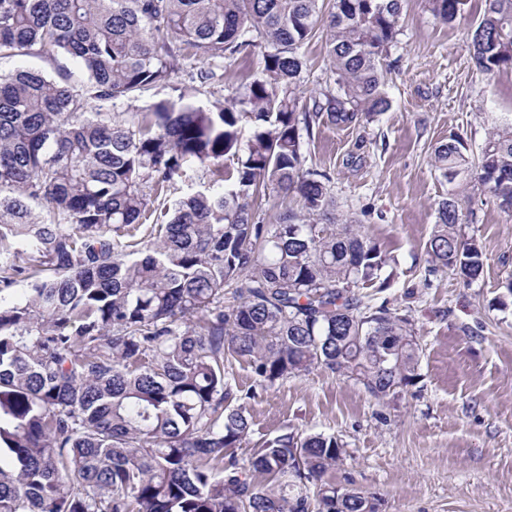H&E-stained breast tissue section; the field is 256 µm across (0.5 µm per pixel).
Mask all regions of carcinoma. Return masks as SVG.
Segmentation results:
<instances>
[{
  "mask_svg": "<svg viewBox=\"0 0 512 512\" xmlns=\"http://www.w3.org/2000/svg\"><path fill=\"white\" fill-rule=\"evenodd\" d=\"M403 2L0 0V60L63 55L87 78L80 92L65 71L0 75V512H378L323 480L344 460L334 435L287 429L238 459L252 420L231 406L225 361L269 385L324 367L379 400L417 377L410 319L358 294L392 258L336 223L330 176L304 168L321 117L354 126L389 108ZM459 2L427 0L446 23ZM320 29L324 113L299 96L300 49ZM472 46L480 73L512 67V0H484ZM256 48L261 75L223 105L181 92L112 111L182 60L208 62L204 84ZM433 160L448 197L426 253L468 284L485 258L458 188L512 211V123L476 157L453 133ZM194 166L211 183L167 207ZM266 191L297 208L264 223ZM159 210L169 220L150 222Z\"/></svg>",
  "mask_w": 512,
  "mask_h": 512,
  "instance_id": "1",
  "label": "carcinoma"
}]
</instances>
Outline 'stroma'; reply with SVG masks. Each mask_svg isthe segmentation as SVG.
Wrapping results in <instances>:
<instances>
[{
	"instance_id": "1",
	"label": "stroma",
	"mask_w": 512,
	"mask_h": 512,
	"mask_svg": "<svg viewBox=\"0 0 512 512\" xmlns=\"http://www.w3.org/2000/svg\"><path fill=\"white\" fill-rule=\"evenodd\" d=\"M482 12L483 0H466L448 24L426 0H405L387 112L348 128L321 124L306 146L308 166L331 178L337 221L361 225L394 258L379 285L359 294L412 320L422 346L415 385L384 403L321 368L263 389L246 364L227 369L232 384L256 390L241 402L253 441L287 426L336 435L345 460L328 480L375 496L379 512H512V296L501 288L512 275V213L464 190L465 233L485 256L471 284L432 271L425 251L436 204L448 195L433 165L436 144L457 132L477 151L493 127L512 121V68L484 75L472 61ZM301 53L307 100L330 74L324 37ZM200 67L183 62L176 83L203 104L223 101L261 71L258 55L241 54L225 61L223 78L190 81Z\"/></svg>"
}]
</instances>
